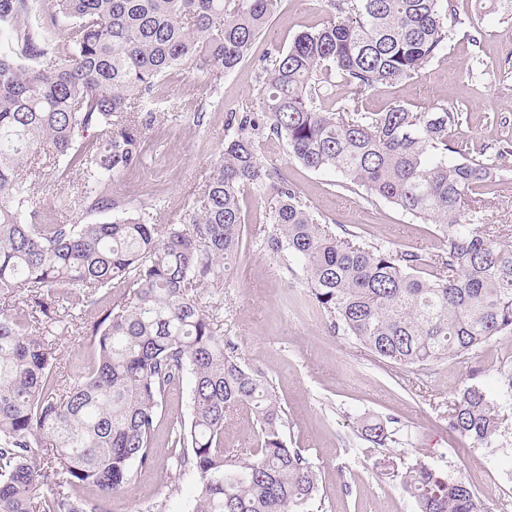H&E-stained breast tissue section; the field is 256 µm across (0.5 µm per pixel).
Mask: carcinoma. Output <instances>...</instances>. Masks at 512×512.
Here are the masks:
<instances>
[{
	"instance_id": "obj_1",
	"label": "carcinoma",
	"mask_w": 512,
	"mask_h": 512,
	"mask_svg": "<svg viewBox=\"0 0 512 512\" xmlns=\"http://www.w3.org/2000/svg\"><path fill=\"white\" fill-rule=\"evenodd\" d=\"M283 0H0V512H105L133 466L153 461L164 402L190 380V411L167 430L172 466L192 474L191 512H312L313 466L283 435L285 409L262 374L224 341L203 295L241 255L245 202L269 189L265 247L301 264L311 299L334 332L378 360L423 367L512 335V244L485 221L479 189L494 162L451 138L462 113L437 104L363 112L356 99L411 79L448 44L451 0H328L335 16L267 52L262 105L230 114L224 150L185 224L148 212L46 224L45 169L78 176L63 207L117 208L112 180L140 163L158 88L176 70L233 71ZM355 102L325 109L336 81ZM310 170H334L370 202L385 200L439 225L430 254L340 236L263 159L277 146ZM95 313L88 323L83 317ZM94 351L82 381L57 375L59 341ZM504 392L476 383L448 405V429L497 448L508 432ZM259 427L254 448L224 447L238 414ZM361 436L386 449L394 431L366 420ZM43 454H38V449ZM385 475L418 512H488L462 479L421 458Z\"/></svg>"
}]
</instances>
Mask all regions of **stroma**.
Here are the masks:
<instances>
[{
  "label": "stroma",
  "instance_id": "35a3bbf8",
  "mask_svg": "<svg viewBox=\"0 0 512 512\" xmlns=\"http://www.w3.org/2000/svg\"><path fill=\"white\" fill-rule=\"evenodd\" d=\"M447 48L414 78L377 85L359 100L364 112L403 103L415 111L435 104L462 113L454 139L472 157L487 159L512 144V0H452ZM330 18L325 0H283L267 32L249 56L207 93L209 76L173 72L158 90L155 120L146 131L141 162L116 177L110 188L121 208L142 210L161 224L188 221L205 177L224 142L230 113L257 102L256 75L270 45L288 47L301 32ZM204 103L196 124L188 103ZM265 162L284 173L301 198L324 216L336 234L367 232L392 248L438 250L436 225L403 213L391 203H367L342 189L332 170L312 171L285 149ZM487 222L512 226V158L499 164L495 182L481 190ZM80 194L77 177L45 176L40 187L51 224L104 220L101 212H70L62 197ZM224 316V338L242 362L273 384L285 409V437L309 458L322 486L321 512H416L414 500L381 475L380 449L362 439L360 420L388 421L396 434L392 451L402 461L421 457L449 476L468 482L491 512H512V444L473 446L448 430V402L471 382L492 396L501 372L512 365V336H496L468 356L415 371L379 362L342 334L313 305L302 276L287 273L282 257L248 237L233 278L208 294ZM167 432L155 437L153 463L136 468L113 495L110 512H190L196 480L171 477Z\"/></svg>",
  "mask_w": 512,
  "mask_h": 512
}]
</instances>
